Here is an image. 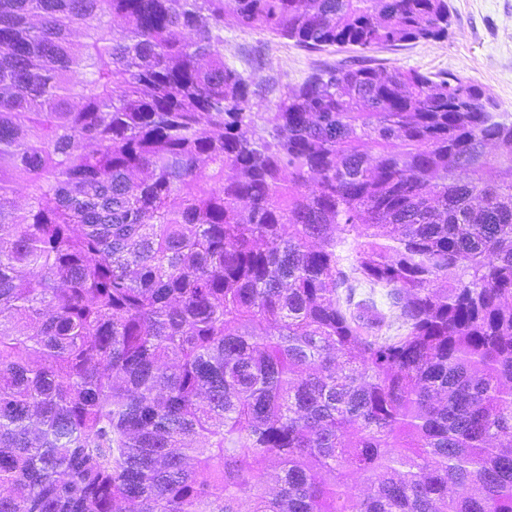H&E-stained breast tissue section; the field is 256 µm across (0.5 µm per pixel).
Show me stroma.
<instances>
[{
    "instance_id": "35a3bbf8",
    "label": "stroma",
    "mask_w": 512,
    "mask_h": 512,
    "mask_svg": "<svg viewBox=\"0 0 512 512\" xmlns=\"http://www.w3.org/2000/svg\"><path fill=\"white\" fill-rule=\"evenodd\" d=\"M449 4L447 38L379 46L363 55L337 47L312 52L228 20L224 59L263 89L254 110L265 119L272 116L280 92L302 83L313 69L346 66L362 58L374 67L454 75L487 90L501 111L512 114V0H449Z\"/></svg>"
}]
</instances>
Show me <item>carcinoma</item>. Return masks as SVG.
Wrapping results in <instances>:
<instances>
[{"label": "carcinoma", "mask_w": 512, "mask_h": 512, "mask_svg": "<svg viewBox=\"0 0 512 512\" xmlns=\"http://www.w3.org/2000/svg\"><path fill=\"white\" fill-rule=\"evenodd\" d=\"M228 17L367 52L451 12L0 0V512H512V116L357 64L262 128Z\"/></svg>", "instance_id": "1"}]
</instances>
